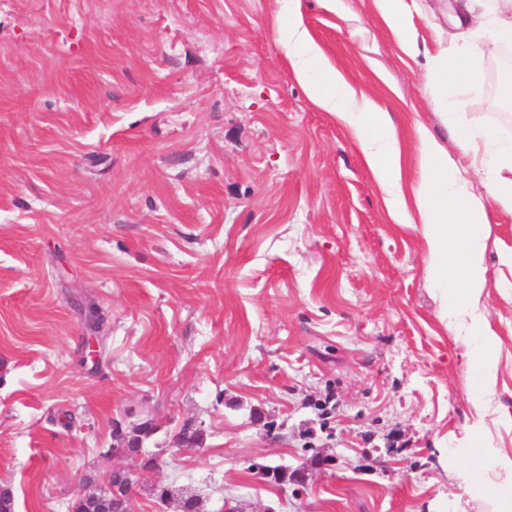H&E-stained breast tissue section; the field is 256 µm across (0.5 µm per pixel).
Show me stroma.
<instances>
[{
  "label": "stroma",
  "mask_w": 512,
  "mask_h": 512,
  "mask_svg": "<svg viewBox=\"0 0 512 512\" xmlns=\"http://www.w3.org/2000/svg\"><path fill=\"white\" fill-rule=\"evenodd\" d=\"M410 57L375 0H0V487L75 512L108 484L115 426L152 420L153 489L205 512H492L512 427L471 442L476 381L438 317L418 235L389 217L352 132L276 40L299 14L414 165L434 103L512 141L476 39L467 93L426 74L454 0H417ZM495 403L512 409V212L489 206ZM202 447L175 439L185 422ZM335 463L325 469L319 458ZM299 471L276 485L255 463Z\"/></svg>",
  "instance_id": "35a3bbf8"
}]
</instances>
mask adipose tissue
Here are the masks:
<instances>
[{
    "label": "adipose tissue",
    "instance_id": "obj_1",
    "mask_svg": "<svg viewBox=\"0 0 512 512\" xmlns=\"http://www.w3.org/2000/svg\"><path fill=\"white\" fill-rule=\"evenodd\" d=\"M460 19L476 28L492 26L500 42L512 44V0H502L495 19H488L484 0H459ZM279 42L311 101L331 112L352 131L364 162L379 183L391 217L414 229L426 257V273L438 286V316L462 336L466 367L476 374L478 422L512 424V416L492 408L497 387L498 338L484 311L489 296L485 275L484 230L488 204L512 211V143L500 142L494 131L458 125L455 141L472 162L460 168L424 125H417L420 144L412 176H405L400 140L388 115L338 73L302 20L289 17L278 27ZM474 49L455 44L430 71L433 83L462 88L473 75ZM486 192L476 194L474 182Z\"/></svg>",
    "mask_w": 512,
    "mask_h": 512
}]
</instances>
